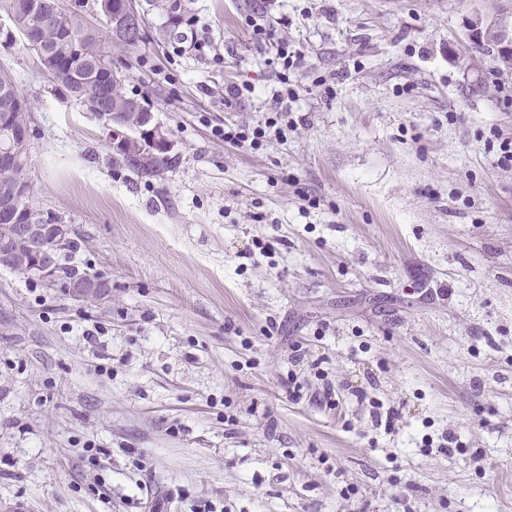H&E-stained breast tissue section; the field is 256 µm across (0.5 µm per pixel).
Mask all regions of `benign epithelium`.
Returning <instances> with one entry per match:
<instances>
[{
    "label": "benign epithelium",
    "mask_w": 512,
    "mask_h": 512,
    "mask_svg": "<svg viewBox=\"0 0 512 512\" xmlns=\"http://www.w3.org/2000/svg\"><path fill=\"white\" fill-rule=\"evenodd\" d=\"M42 5L43 0H9L3 9L8 23L0 22V30L14 33L19 27V19L38 12ZM142 29L143 19L135 10L133 0H124L122 12L112 17L113 37H123ZM126 118L128 124L134 126L138 139L144 138L148 144L163 151L173 149L171 139L159 125L152 123L150 110L142 103L132 105ZM28 155V131L24 129L0 143V170L24 168ZM26 183L27 178L21 176L0 191V232L10 240L25 242L28 248L25 253L0 251V266L12 268L18 264L29 277L51 286L56 282L58 272L56 244L68 237L72 229L68 224H47L31 218L24 204ZM111 288L112 285L103 279L79 273L70 280L69 294L72 299L82 302L89 297L102 299L109 295Z\"/></svg>",
    "instance_id": "obj_1"
}]
</instances>
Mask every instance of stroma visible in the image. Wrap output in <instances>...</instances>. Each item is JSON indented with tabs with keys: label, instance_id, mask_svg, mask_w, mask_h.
I'll return each mask as SVG.
<instances>
[{
	"label": "stroma",
	"instance_id": "stroma-1",
	"mask_svg": "<svg viewBox=\"0 0 512 512\" xmlns=\"http://www.w3.org/2000/svg\"><path fill=\"white\" fill-rule=\"evenodd\" d=\"M180 3L206 57L151 0L110 48L174 144L147 182L0 48L31 201L112 285L87 304L0 267V512H512V70L469 39L512 0ZM283 71L296 130L219 139L275 115Z\"/></svg>",
	"mask_w": 512,
	"mask_h": 512
}]
</instances>
